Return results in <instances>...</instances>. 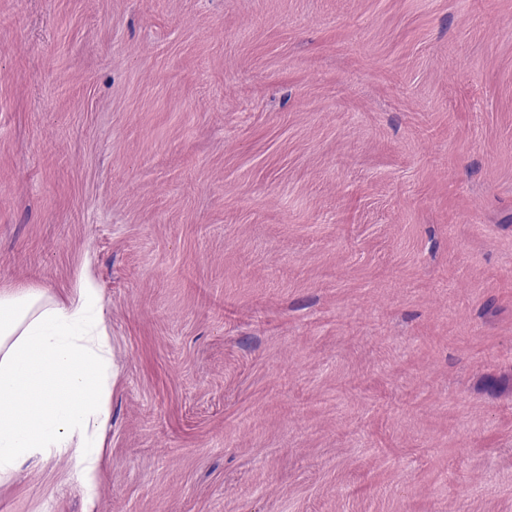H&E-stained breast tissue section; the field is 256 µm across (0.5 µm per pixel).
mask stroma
Returning <instances> with one entry per match:
<instances>
[{"mask_svg": "<svg viewBox=\"0 0 512 512\" xmlns=\"http://www.w3.org/2000/svg\"><path fill=\"white\" fill-rule=\"evenodd\" d=\"M86 264L97 512H512V0H0V290Z\"/></svg>", "mask_w": 512, "mask_h": 512, "instance_id": "1", "label": "stroma"}]
</instances>
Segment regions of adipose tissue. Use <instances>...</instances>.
Instances as JSON below:
<instances>
[{"label":"adipose tissue","instance_id":"adipose-tissue-1","mask_svg":"<svg viewBox=\"0 0 512 512\" xmlns=\"http://www.w3.org/2000/svg\"><path fill=\"white\" fill-rule=\"evenodd\" d=\"M114 377L90 268L64 301L44 289L0 293V482L64 457L93 491Z\"/></svg>","mask_w":512,"mask_h":512}]
</instances>
